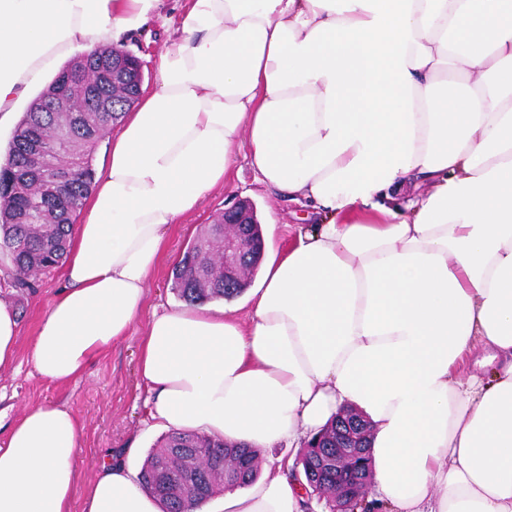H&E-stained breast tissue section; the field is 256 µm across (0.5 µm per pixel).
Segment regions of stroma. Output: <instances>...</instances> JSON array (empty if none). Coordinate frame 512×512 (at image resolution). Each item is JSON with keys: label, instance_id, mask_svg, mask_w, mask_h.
<instances>
[{"label": "stroma", "instance_id": "1", "mask_svg": "<svg viewBox=\"0 0 512 512\" xmlns=\"http://www.w3.org/2000/svg\"><path fill=\"white\" fill-rule=\"evenodd\" d=\"M189 0H165L164 16L133 32L125 42L128 51L143 62L144 89H152L156 62L170 31L175 29ZM238 170L227 188L205 197L191 214L181 218L167 234L166 253L153 273L143 308L129 336L113 343L74 381L56 385L38 376L33 368L30 348L42 316L50 301L63 286L59 271L44 277L36 292L19 295L0 286V299L11 303L20 320L19 348L14 364L0 372V426L9 427L14 418L29 408L53 403L70 408L79 418V480L71 512H82L84 496L92 485L100 459L105 453L122 457L130 447H138L130 457L134 469H141L148 454L166 434L165 429L147 415L148 397L140 375L142 338L153 313L179 307L172 289V269L189 242L207 224L213 223L238 199H249L256 206L260 223L276 224L274 246L286 245L292 234L306 223V210L279 198L257 182L249 165L247 137H239L231 147ZM128 456V455H127Z\"/></svg>", "mask_w": 512, "mask_h": 512}]
</instances>
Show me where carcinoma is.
I'll return each instance as SVG.
<instances>
[{
	"label": "carcinoma",
	"mask_w": 512,
	"mask_h": 512,
	"mask_svg": "<svg viewBox=\"0 0 512 512\" xmlns=\"http://www.w3.org/2000/svg\"><path fill=\"white\" fill-rule=\"evenodd\" d=\"M133 60L124 48L98 49L70 61L57 76L113 97L111 112H46L56 81L30 104L16 125L0 166V252L7 256L8 285L18 292L38 288L43 276L59 267L77 214L93 189V147L138 101L141 91L129 86L112 95V69ZM224 228L218 224L197 235L173 270V288L189 303L204 305L240 295L259 270L261 248H255L248 278L224 277L219 245ZM313 437L305 463L336 451V423ZM196 460L194 474L202 487L178 486L184 461ZM257 459L246 445L227 443L199 432H172L153 450L140 470L142 483L166 505V512H199L226 487L248 485L258 474ZM325 503L329 512L340 507L354 512L360 501L336 499V474L321 472L316 486L306 488Z\"/></svg>",
	"instance_id": "carcinoma-1"
}]
</instances>
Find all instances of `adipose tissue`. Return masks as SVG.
Instances as JSON below:
<instances>
[{
	"label": "adipose tissue",
	"mask_w": 512,
	"mask_h": 512,
	"mask_svg": "<svg viewBox=\"0 0 512 512\" xmlns=\"http://www.w3.org/2000/svg\"><path fill=\"white\" fill-rule=\"evenodd\" d=\"M163 6L0 0V127L61 57L121 46ZM242 134L259 182L312 224L265 265L248 322L153 314L151 418L263 457L352 408L388 512H512V0H192L82 209L37 374L68 383L128 335L168 230L224 187ZM478 343L490 382L458 380ZM79 426L52 403L12 423L0 512H70ZM293 466L217 512H302ZM82 512L163 504L108 458Z\"/></svg>",
	"instance_id": "1"
}]
</instances>
